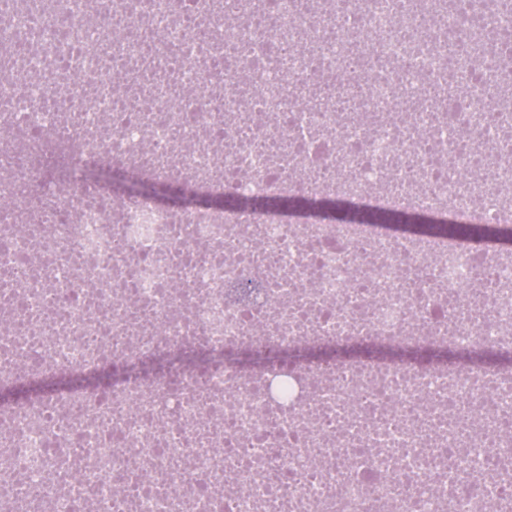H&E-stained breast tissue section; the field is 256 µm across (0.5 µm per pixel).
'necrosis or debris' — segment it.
<instances>
[{
    "label": "necrosis or debris",
    "mask_w": 512,
    "mask_h": 512,
    "mask_svg": "<svg viewBox=\"0 0 512 512\" xmlns=\"http://www.w3.org/2000/svg\"><path fill=\"white\" fill-rule=\"evenodd\" d=\"M462 2L0 0V390L74 379L0 402V512H512V364L231 365L512 334L511 258L275 209L512 224V64ZM319 216L329 221L342 222L358 214V211L346 202L326 201L319 206Z\"/></svg>",
    "instance_id": "necrosis-or-debris-1"
}]
</instances>
